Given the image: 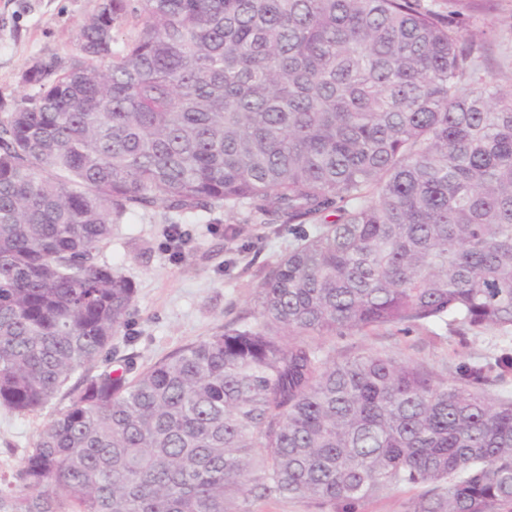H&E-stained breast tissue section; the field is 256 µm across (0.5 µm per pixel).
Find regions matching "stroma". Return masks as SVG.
<instances>
[{"label":"stroma","instance_id":"obj_1","mask_svg":"<svg viewBox=\"0 0 512 512\" xmlns=\"http://www.w3.org/2000/svg\"><path fill=\"white\" fill-rule=\"evenodd\" d=\"M98 0H0V115L24 94L22 71L55 57L70 66L77 57L79 24ZM440 14L456 13L476 50L474 77L497 74L512 88V0H422ZM187 229L183 251L165 247L171 225ZM297 243L280 224H253L242 211H218L203 223L160 207L114 225L99 251L100 263L117 268L135 289L127 327L114 344L148 367L181 347L211 336L224 324L253 317L254 300L269 266ZM337 358L380 352L425 366L435 377H456L462 364L512 348V334L486 329L474 334L432 322L403 331L381 327L331 340ZM68 404L59 394L43 410L20 415L0 406V492L24 491L19 472L39 434Z\"/></svg>","mask_w":512,"mask_h":512}]
</instances>
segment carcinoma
I'll list each match as a JSON object with an SVG mask.
<instances>
[{
    "instance_id": "cac0c4a2",
    "label": "carcinoma",
    "mask_w": 512,
    "mask_h": 512,
    "mask_svg": "<svg viewBox=\"0 0 512 512\" xmlns=\"http://www.w3.org/2000/svg\"><path fill=\"white\" fill-rule=\"evenodd\" d=\"M99 0L67 69L40 59L0 117V405L46 408L128 325L135 289L97 261L160 206L310 224L255 323L131 378L85 373L0 512H342L389 486L408 512H512V350L437 381L326 340L442 321L512 329V89L472 86L473 47L421 0ZM335 220L330 221L328 217ZM318 509L314 504L303 499L255 500L250 512H332L331 507Z\"/></svg>"
}]
</instances>
